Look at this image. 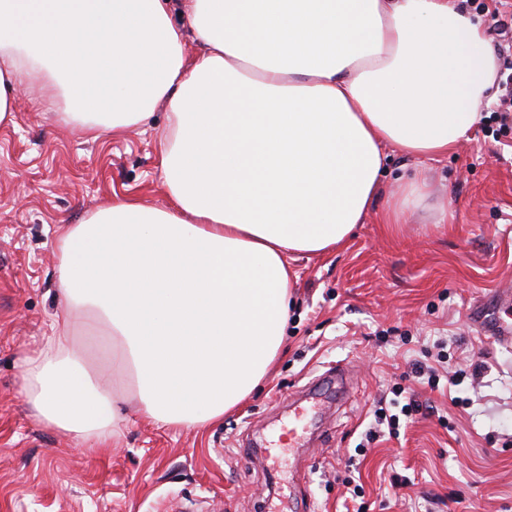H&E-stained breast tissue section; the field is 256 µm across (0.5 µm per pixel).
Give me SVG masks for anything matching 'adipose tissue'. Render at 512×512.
I'll use <instances>...</instances> for the list:
<instances>
[{
	"mask_svg": "<svg viewBox=\"0 0 512 512\" xmlns=\"http://www.w3.org/2000/svg\"><path fill=\"white\" fill-rule=\"evenodd\" d=\"M497 72L451 0H0V123L31 86L92 140L168 105L169 206L116 195L61 228L63 313L23 370L34 416L99 444L132 395L164 426L238 407L283 349L289 254L348 240L385 146L420 158L468 138ZM87 328L112 338L96 378Z\"/></svg>",
	"mask_w": 512,
	"mask_h": 512,
	"instance_id": "adipose-tissue-1",
	"label": "adipose tissue"
}]
</instances>
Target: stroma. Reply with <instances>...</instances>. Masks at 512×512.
Returning a JSON list of instances; mask_svg holds the SVG:
<instances>
[{"instance_id":"1","label":"stroma","mask_w":512,"mask_h":512,"mask_svg":"<svg viewBox=\"0 0 512 512\" xmlns=\"http://www.w3.org/2000/svg\"><path fill=\"white\" fill-rule=\"evenodd\" d=\"M457 4L512 64V0L495 15ZM498 109L448 154L388 148L386 192L421 172L427 211L391 225L378 207L336 251L295 254L285 353L241 407L188 429L147 423L130 405L91 449L33 418L23 363L60 313V226L115 193L168 206L158 151L168 113L93 141L61 106L21 92L14 120L0 123V512H158L164 500L208 512H512V345L470 315L512 289V132H499ZM338 364L346 388L318 384ZM397 387L418 405L412 423L366 440ZM297 417L319 427L314 447H291Z\"/></svg>"}]
</instances>
